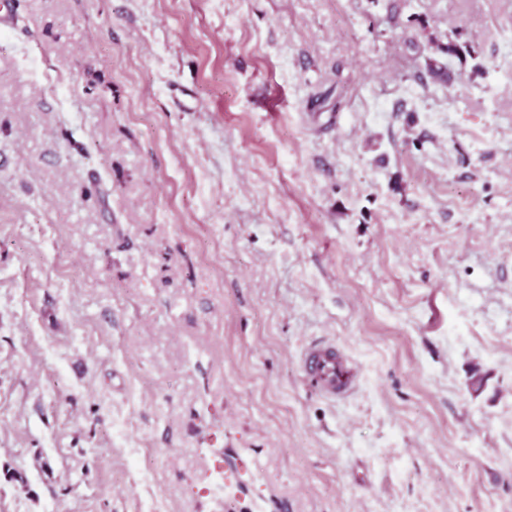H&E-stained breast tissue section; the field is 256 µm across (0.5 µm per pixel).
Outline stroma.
I'll list each match as a JSON object with an SVG mask.
<instances>
[{
    "mask_svg": "<svg viewBox=\"0 0 512 512\" xmlns=\"http://www.w3.org/2000/svg\"><path fill=\"white\" fill-rule=\"evenodd\" d=\"M12 5L0 512H512V0ZM307 385L331 399H344L355 388L357 375L351 359L330 343L307 348L299 359Z\"/></svg>",
    "mask_w": 512,
    "mask_h": 512,
    "instance_id": "35a3bbf8",
    "label": "stroma"
}]
</instances>
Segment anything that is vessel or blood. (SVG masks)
<instances>
[{
	"label": "vessel or blood",
	"mask_w": 512,
	"mask_h": 512,
	"mask_svg": "<svg viewBox=\"0 0 512 512\" xmlns=\"http://www.w3.org/2000/svg\"><path fill=\"white\" fill-rule=\"evenodd\" d=\"M308 386L331 398H346L355 388L357 375L351 359L330 343L307 348L299 359Z\"/></svg>",
	"instance_id": "vessel-or-blood-1"
}]
</instances>
